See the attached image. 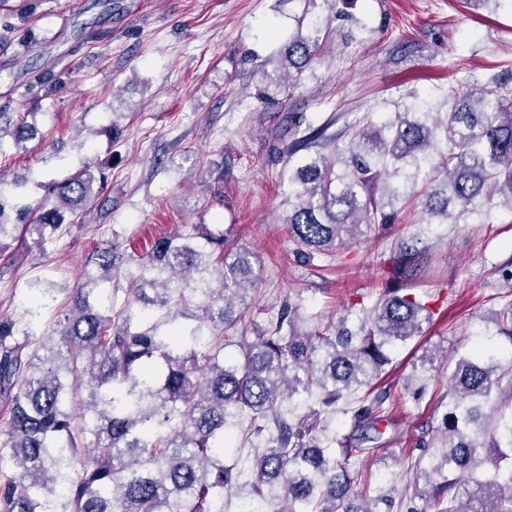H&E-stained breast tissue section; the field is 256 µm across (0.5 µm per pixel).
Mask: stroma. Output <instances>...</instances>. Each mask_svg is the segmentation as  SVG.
<instances>
[{
	"mask_svg": "<svg viewBox=\"0 0 512 512\" xmlns=\"http://www.w3.org/2000/svg\"><path fill=\"white\" fill-rule=\"evenodd\" d=\"M117 2L108 14L94 0H28L24 17L19 0L0 7V33L12 26L25 39L0 44V112L26 114L38 129L24 147L0 151V177H25L32 204L44 182L86 161L102 163L108 177L84 221L45 249L15 241L0 252V316L38 342L103 243L139 257L177 226L224 224L263 263L247 320L263 322L298 294L307 314L336 321L353 293L374 303L395 242L418 240L432 260L414 286L438 313L382 378L402 397L380 425L382 452L354 462L373 487L387 471L405 472L422 430L437 425L431 414L447 373L429 372L419 403L404 396L406 379L425 349L465 351L494 332L488 312L512 298L497 272L512 260V210L499 204L467 224H386L334 256L299 262L282 222L284 164L272 150L280 103L291 100L311 124L330 120L340 131L396 111L413 92L486 83L512 71V11L470 0H341L324 57L286 92L266 59L287 42L302 0ZM93 21L105 38L78 44V27ZM45 68L55 83L32 87ZM260 84L269 102L257 99ZM105 124L111 136L100 134Z\"/></svg>",
	"mask_w": 512,
	"mask_h": 512,
	"instance_id": "1",
	"label": "stroma"
}]
</instances>
